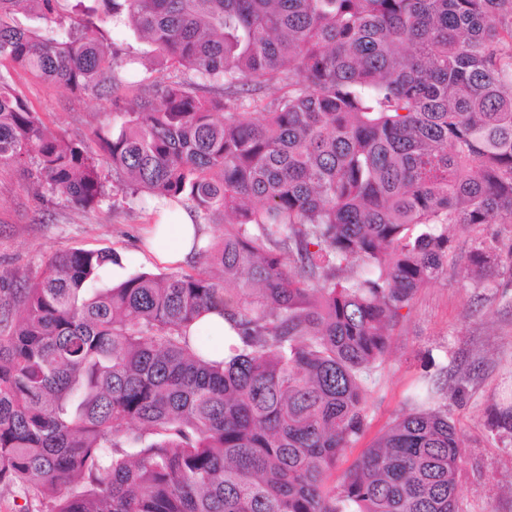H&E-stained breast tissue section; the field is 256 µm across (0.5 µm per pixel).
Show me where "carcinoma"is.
<instances>
[{
  "instance_id": "cac0c4a2",
  "label": "carcinoma",
  "mask_w": 512,
  "mask_h": 512,
  "mask_svg": "<svg viewBox=\"0 0 512 512\" xmlns=\"http://www.w3.org/2000/svg\"><path fill=\"white\" fill-rule=\"evenodd\" d=\"M35 5L44 27L3 17ZM0 0V164L91 208L106 172L224 234L190 270L94 288L110 250L0 289V491L46 512H459L441 389L367 426L389 327L448 268V225L512 224V0ZM131 27L166 78L92 18ZM22 71L112 97L100 154L46 124ZM275 89L270 100L264 92ZM512 286V244L470 252ZM217 311L224 360L194 335ZM493 427L512 437V401ZM105 35L115 42L119 48L125 50L126 54L134 58L136 64L133 72L122 70L118 77L122 81L117 90V94L125 99H132L138 92L140 84H146L160 73H151L147 71L143 63H147L150 59L152 48L128 28L112 29L107 23L103 25Z\"/></svg>"
}]
</instances>
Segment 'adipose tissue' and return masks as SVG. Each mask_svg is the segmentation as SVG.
Wrapping results in <instances>:
<instances>
[{
  "label": "adipose tissue",
  "instance_id": "obj_1",
  "mask_svg": "<svg viewBox=\"0 0 512 512\" xmlns=\"http://www.w3.org/2000/svg\"><path fill=\"white\" fill-rule=\"evenodd\" d=\"M174 222L151 225L146 234L147 249L153 259L163 264H179L195 256L197 238L202 230L195 222L194 213L177 206Z\"/></svg>",
  "mask_w": 512,
  "mask_h": 512
}]
</instances>
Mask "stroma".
Listing matches in <instances>:
<instances>
[{"mask_svg":"<svg viewBox=\"0 0 512 512\" xmlns=\"http://www.w3.org/2000/svg\"><path fill=\"white\" fill-rule=\"evenodd\" d=\"M105 35L134 58L133 71H120L119 96L132 99L152 80L145 64L150 46L128 28L104 25ZM32 108L55 128L81 136L97 151L92 134L100 125L120 127L124 117L108 100L73 96L62 85L13 76ZM159 205L110 178L106 196L78 210L64 197L36 194L20 172L0 168V274L20 279L51 255L73 249L112 250L116 269L96 286L106 289L144 271L168 272V265L141 254ZM453 248L445 279L417 291L409 309L394 322L384 361L367 381L368 430L374 438L401 414L417 387L444 382L441 367L454 369L462 392L449 395L448 408L463 442L458 472L461 512H512V440L490 428L492 408L512 398V290L498 277L473 272L468 256L481 241L512 238V224L452 225Z\"/></svg>","mask_w":512,"mask_h":512,"instance_id":"35a3bbf8","label":"stroma"}]
</instances>
